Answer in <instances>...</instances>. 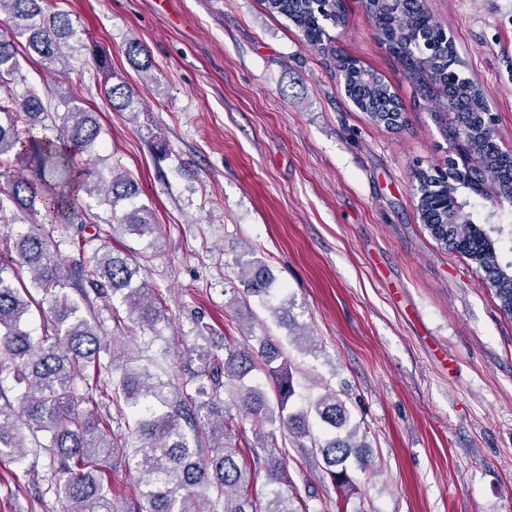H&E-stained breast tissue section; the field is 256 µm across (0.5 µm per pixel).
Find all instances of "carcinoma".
I'll return each instance as SVG.
<instances>
[{
	"label": "carcinoma",
	"instance_id": "1",
	"mask_svg": "<svg viewBox=\"0 0 512 512\" xmlns=\"http://www.w3.org/2000/svg\"><path fill=\"white\" fill-rule=\"evenodd\" d=\"M266 10L285 17L299 29L305 43L331 56L343 80L344 93L356 108L375 123L388 128L403 126L396 96L384 79L338 55L326 46L328 27L345 25L344 0H264ZM44 0H0V223L12 221L14 212H25L29 227L14 242L19 264L26 267L25 283L14 262L0 259V361L14 365L16 382L24 385L16 405L0 391V454L16 460L27 455V434L47 431L66 475L60 493L66 512H114L111 489L104 486L100 461L114 453L107 424L84 408L86 397L76 391V381L86 379L88 367L100 371V354L106 351L98 325L80 313L67 289L90 288L117 296L128 319L143 330L160 334L166 316L152 290L138 280L139 264L108 241L99 245L92 260L80 267L76 281L64 274L59 244L44 237L43 224L69 227L92 225L84 243L102 239L92 223L93 205L115 208L127 203L119 223L141 240L156 230L153 211L136 203L139 188L126 173L101 167L98 153L101 125L95 113L74 99H63L64 111L48 108L45 87L31 86L19 99L10 92L21 70L22 54L35 58L44 73L53 76L69 70L71 41L76 32L70 14L57 10L49 15ZM376 34L398 60L403 73L431 105L436 122L439 109L451 99L456 120L471 132L476 150L485 148V114L488 105L479 81L466 73V62L453 40L432 12L430 0H403L394 8L386 0H365ZM131 66L150 79L152 61L147 48L136 41L126 49ZM83 67L102 76V91L112 106L132 110L138 96L124 77L112 69L109 55L93 51ZM488 167L501 193L512 191V164L487 154ZM423 182L418 210L425 227L440 245L453 241L461 252L492 280L503 314L512 318V263H502L498 241L474 221L475 205L457 202L445 213L441 202L457 197L463 184L451 170L432 175L419 172ZM244 295L267 299L274 277L258 258L239 263ZM38 289L49 304L53 336L34 342L29 329L32 306H40L31 293ZM279 324L291 327L288 300L268 305ZM192 393H184L151 373L140 357L128 356L112 369V388L102 393L118 410L132 411L134 444L121 453L129 469L141 473L146 512H298L293 498L274 489L266 501L253 493L255 469L268 463L269 482L285 480L272 460L288 448L257 438L240 448L231 442L236 421L220 398L224 383L235 388L234 406L245 417L260 422H279L295 436L311 434L310 419L325 428L323 440L314 444L333 485L351 486L346 462L355 457L363 465L369 459L358 443V426L350 424V412L330 389L294 409L295 394L288 356L280 343L267 339L259 349L224 345V356L209 346L197 345L184 366ZM261 372L274 384L269 397L260 383L245 379ZM29 433H24L23 428ZM211 455L203 457V444Z\"/></svg>",
	"mask_w": 512,
	"mask_h": 512
}]
</instances>
